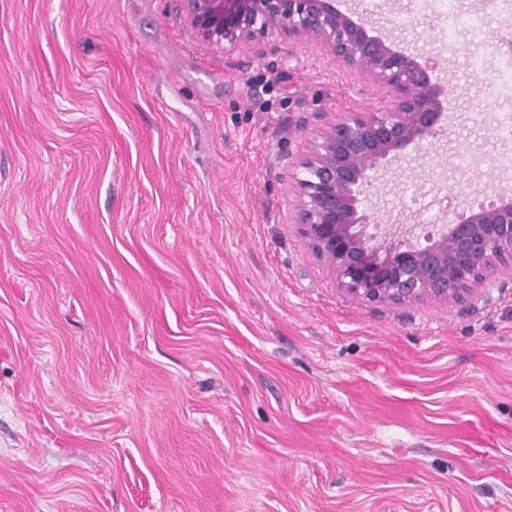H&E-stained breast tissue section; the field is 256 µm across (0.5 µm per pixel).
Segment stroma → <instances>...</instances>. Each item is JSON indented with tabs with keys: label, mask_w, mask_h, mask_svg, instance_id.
I'll list each match as a JSON object with an SVG mask.
<instances>
[{
	"label": "stroma",
	"mask_w": 512,
	"mask_h": 512,
	"mask_svg": "<svg viewBox=\"0 0 512 512\" xmlns=\"http://www.w3.org/2000/svg\"><path fill=\"white\" fill-rule=\"evenodd\" d=\"M337 5L448 87L380 222L512 192V18ZM385 103L302 43L212 50L179 0H0V512H512V280L352 301L288 222L305 121Z\"/></svg>",
	"instance_id": "stroma-1"
}]
</instances>
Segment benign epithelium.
I'll list each match as a JSON object with an SVG mask.
<instances>
[{
    "mask_svg": "<svg viewBox=\"0 0 512 512\" xmlns=\"http://www.w3.org/2000/svg\"><path fill=\"white\" fill-rule=\"evenodd\" d=\"M180 2L192 32L216 51L247 47L263 58L286 39L303 41L388 94L378 111L315 113L311 136L288 162L307 173L292 176L288 223L344 297L461 304L494 273H512L511 194L453 208L422 244L397 242L378 224L371 192L382 176L447 128L448 88L431 59L401 49L336 0Z\"/></svg>",
    "mask_w": 512,
    "mask_h": 512,
    "instance_id": "obj_1",
    "label": "benign epithelium"
}]
</instances>
